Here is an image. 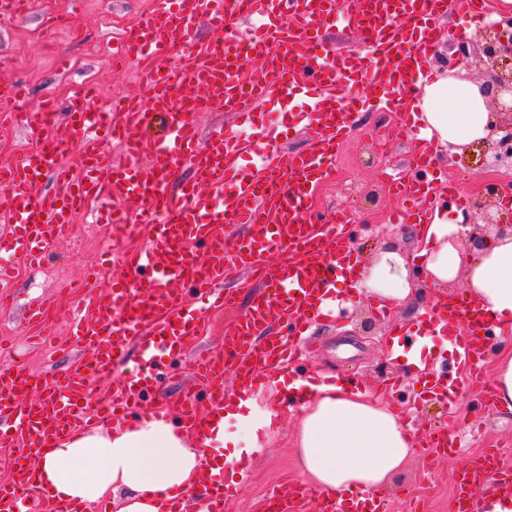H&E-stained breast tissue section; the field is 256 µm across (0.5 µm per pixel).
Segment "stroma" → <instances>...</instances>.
<instances>
[{"instance_id": "stroma-1", "label": "stroma", "mask_w": 512, "mask_h": 512, "mask_svg": "<svg viewBox=\"0 0 512 512\" xmlns=\"http://www.w3.org/2000/svg\"><path fill=\"white\" fill-rule=\"evenodd\" d=\"M152 4L153 0H78L74 5L69 0H34V9L26 19L0 17V77L13 80L18 90L16 98L4 104L18 120L0 126V163L20 156L32 146L33 139L21 119L51 98L58 108L57 131L70 141L64 160L79 166L78 137L65 108L73 94L88 83L96 89L93 107L98 111L126 91L144 89L140 66L131 63L124 71H113L112 54L126 27L143 19ZM47 10L58 15L59 23L46 32L41 28V15ZM414 147L412 133L403 127L396 113H362L351 140L333 161L334 179L316 196L315 214L327 216L336 200L346 199L342 169L349 161L382 150L400 168ZM356 185V199L346 201L351 243L360 263H370L386 242L403 253H412L413 236L387 221L395 201L378 173L360 171ZM145 241V229L137 226L125 245L136 247ZM122 246L113 243L111 225L81 214L75 217L69 233L49 246L42 266L30 267L14 260L13 279L0 282V291L12 297L9 306L0 309V350L9 351L10 363L46 381L62 377L78 363L81 351L67 343L71 313L80 305L84 286L96 265L119 254ZM439 295V288L421 283L418 299L384 316L376 310L374 300L367 297L357 304L340 306L335 317L313 327L310 340L315 347L295 362L296 375L352 378L361 386L394 379L397 390L387 394L386 401L414 432L447 422L448 415L440 401L427 395L430 378L406 365L404 359L392 358L386 348L394 327H403L411 332L406 339L410 354L440 359L442 367L454 377H461L451 336L415 332L422 311L430 308ZM35 300L45 302L50 309L45 323L38 328L29 326L25 318L29 303ZM247 309L243 303L233 312L211 313L207 332L195 337L187 350L162 354L165 376L152 393L155 410H163L181 397L190 382L197 351L223 347L225 336ZM473 418L480 421L481 430L469 436L460 454L448 457L413 448L402 472L384 492L390 501V512H454L452 482L461 464L478 460L482 449L495 446L503 448L512 460V413L501 412L476 390L465 387L460 391L457 424L465 426ZM297 421V409L281 403L278 432L265 448L251 452L250 465L236 494L228 500L226 512H261L262 500L269 491L301 478L294 446Z\"/></svg>"}]
</instances>
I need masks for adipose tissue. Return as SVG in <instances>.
I'll use <instances>...</instances> for the list:
<instances>
[{
  "instance_id": "ef3b65f1",
  "label": "adipose tissue",
  "mask_w": 512,
  "mask_h": 512,
  "mask_svg": "<svg viewBox=\"0 0 512 512\" xmlns=\"http://www.w3.org/2000/svg\"><path fill=\"white\" fill-rule=\"evenodd\" d=\"M411 107L422 138L436 149H461L488 134L490 110L480 83L440 76ZM456 230L447 212L437 210L419 232L421 270L440 287L465 277L468 297L503 322L512 321V239L493 241L467 257L449 239ZM354 288L383 306L406 303L414 288L408 259L380 249L371 265L359 266ZM301 410L295 441L301 472L323 494L370 498L390 485L409 455L411 427L387 403L350 382L313 385ZM233 421L244 425V436L228 433ZM278 421L275 406L259 407L252 397L194 437L165 415L99 426L45 449L38 480L57 500L104 502L112 512H161L165 501L203 488L204 449H212L218 462L228 454L239 457L263 447Z\"/></svg>"
}]
</instances>
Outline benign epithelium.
I'll list each match as a JSON object with an SVG mask.
<instances>
[{
  "instance_id": "obj_1",
  "label": "benign epithelium",
  "mask_w": 512,
  "mask_h": 512,
  "mask_svg": "<svg viewBox=\"0 0 512 512\" xmlns=\"http://www.w3.org/2000/svg\"><path fill=\"white\" fill-rule=\"evenodd\" d=\"M478 51L462 54L460 63L477 70L485 82L486 93L493 107V121L483 154L490 167L512 165V75L499 68L501 58L512 55V41L502 34L498 24L485 26L477 36ZM466 225V242L475 250L488 241L512 237V224H500L489 204L478 201Z\"/></svg>"
}]
</instances>
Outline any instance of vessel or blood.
<instances>
[{
	"label": "vessel or blood",
	"instance_id": "obj_1",
	"mask_svg": "<svg viewBox=\"0 0 512 512\" xmlns=\"http://www.w3.org/2000/svg\"><path fill=\"white\" fill-rule=\"evenodd\" d=\"M458 2L469 23H478L484 0H157L140 24L131 27L114 54L116 62L138 63L149 89L114 101L111 111L88 104V90L70 102V123L82 134L79 170L63 162L70 144L53 130L56 106L43 101L23 123L36 135L33 151L0 166V209L9 231L0 236V253L41 260L88 203L110 206L114 237L130 231L131 220L147 229L148 242L124 253L106 292L88 294L86 312L76 318L74 342L87 353L64 383L38 380L18 365L0 367V444L25 441L11 458L8 482L0 483V512H18L28 493L39 491L34 457L70 436L76 426L140 418L157 380V349H181L205 326V309L234 302L224 279L245 271L241 290L249 310L217 351L200 354L194 382L203 389L207 409L195 397L173 412L191 433L207 430L213 413L244 393L268 383L298 353V336L332 308L339 276L357 267L348 246L343 214L331 223L313 221L309 210L315 187L329 174L327 161L355 124L347 98H358L368 84L411 91L424 84L429 55L444 31L450 2ZM343 19L361 29L367 46H349L320 55L311 43L320 29ZM208 39H201L200 29ZM180 64H173V57ZM257 74L247 75L250 61ZM201 112L230 116L227 124L203 129ZM306 134L305 150L280 161L275 146L285 132ZM122 155L113 158L112 143ZM415 174L392 182L407 211L393 222L432 221L418 200L439 195L464 209L468 199L447 173L431 171L428 143L412 159ZM188 164L191 179L178 166ZM61 193H39L44 178ZM241 225L242 237L225 243L224 228ZM427 321L456 330V362L475 378L484 362V341L498 318L466 298L436 301ZM285 329L272 333L274 321ZM137 344L144 372L124 378L107 403L91 396L93 382L110 378ZM237 381L224 387L225 376ZM208 470L209 512H224L236 489L223 474ZM512 491V466L499 450H488L479 469L458 480L457 512H474L487 484ZM387 512L382 497L367 505H346L312 494L302 484L270 492L264 512Z\"/></svg>",
	"mask_w": 512,
	"mask_h": 512
}]
</instances>
